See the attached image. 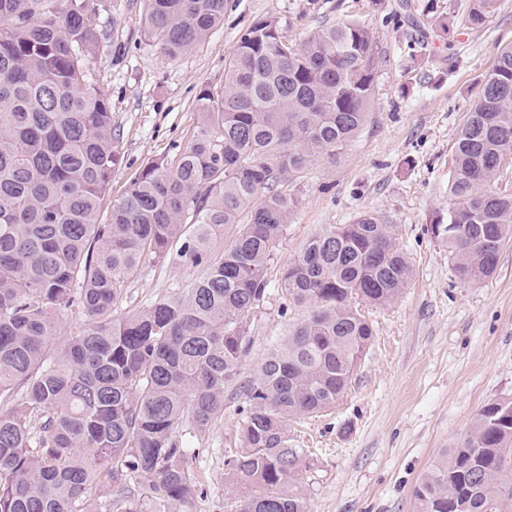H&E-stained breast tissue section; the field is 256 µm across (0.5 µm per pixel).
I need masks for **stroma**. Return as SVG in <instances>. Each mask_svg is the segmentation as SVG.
Here are the masks:
<instances>
[{
    "label": "stroma",
    "instance_id": "35a3bbf8",
    "mask_svg": "<svg viewBox=\"0 0 512 512\" xmlns=\"http://www.w3.org/2000/svg\"><path fill=\"white\" fill-rule=\"evenodd\" d=\"M467 0H227L223 22L190 52L170 58L145 23L147 0H89L106 38L90 82L108 98L121 163L100 220L108 222L132 178L152 159L175 156L197 131V99L224 85V66L240 34L274 19L300 45L324 25L356 20L378 47L368 119L336 161L300 175L288 230L275 244L266 298L248 317L251 347L224 414L191 451L200 480L197 512H236L224 493L225 460L241 445V385L254 380L269 347L305 314L282 294L281 273L314 235L368 211L391 224L412 277L399 297L363 312L375 336L347 392L327 412L291 425L292 444L312 452L306 478L311 512H414L412 490L478 411L512 399V242L496 273L459 280L430 227L448 214L453 151L470 104L512 43V0L480 28L464 23ZM448 17L439 37L431 14ZM203 268L148 263L112 309L119 319L158 296L191 287Z\"/></svg>",
    "mask_w": 512,
    "mask_h": 512
}]
</instances>
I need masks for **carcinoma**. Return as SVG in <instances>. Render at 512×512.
<instances>
[{"mask_svg":"<svg viewBox=\"0 0 512 512\" xmlns=\"http://www.w3.org/2000/svg\"><path fill=\"white\" fill-rule=\"evenodd\" d=\"M226 3L148 0L146 22L176 59L224 20ZM500 7L468 0L465 24L482 27ZM102 38L87 0H0V512H84L93 494L106 512H197L187 458L237 379L295 206L288 183L336 159L372 103L378 52L365 25L324 26L285 51L277 23L258 19L222 89L200 94L193 139L148 162L102 224L121 162L108 99L86 82ZM508 155L511 44L455 141L448 222L438 221L464 282L491 277L512 241V194L492 189ZM166 260L205 273L112 318L141 267ZM410 276L390 225L370 212L315 235L283 270L306 316L245 387L241 448L227 461L237 512H309L310 462L288 446L289 422L344 396L373 337L356 302L389 304ZM74 307L86 323L50 351ZM511 458L512 401L489 403L414 486L417 512H509Z\"/></svg>","mask_w":512,"mask_h":512,"instance_id":"obj_1","label":"carcinoma"}]
</instances>
